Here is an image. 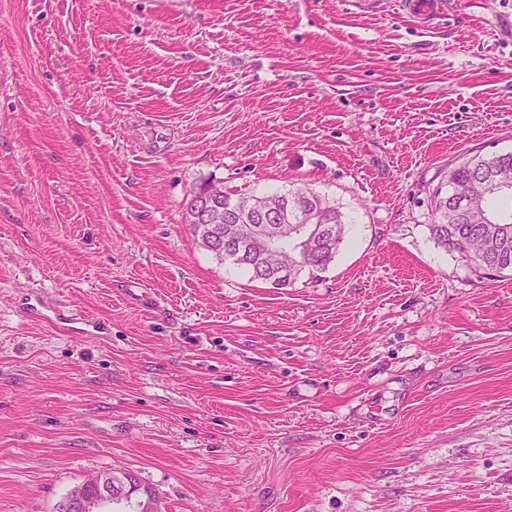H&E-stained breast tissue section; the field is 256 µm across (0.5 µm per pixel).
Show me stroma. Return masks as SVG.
<instances>
[{"label":"stroma","mask_w":512,"mask_h":512,"mask_svg":"<svg viewBox=\"0 0 512 512\" xmlns=\"http://www.w3.org/2000/svg\"><path fill=\"white\" fill-rule=\"evenodd\" d=\"M442 2L0 0V512H512V275L429 230L512 151V0ZM207 183L328 196L335 261L217 259ZM131 499V502L129 500ZM112 500L130 503L135 512H162L160 501L151 493H145L133 481V474L113 468L74 486L59 502L58 512H112L107 507Z\"/></svg>","instance_id":"stroma-1"}]
</instances>
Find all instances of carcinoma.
<instances>
[{"mask_svg": "<svg viewBox=\"0 0 512 512\" xmlns=\"http://www.w3.org/2000/svg\"><path fill=\"white\" fill-rule=\"evenodd\" d=\"M499 175L512 184V152L505 154H475L466 158L449 172L448 179L456 182L464 193H475L488 175ZM506 206L495 200L485 202L488 223L473 224L456 209L444 204L441 193L435 194L434 221L430 225L436 243L445 249H454L461 254H471L478 266L488 271L493 278L504 272L512 273V190L502 194ZM267 202H276L288 207V214L296 217L312 209L324 214V221L331 225L330 232L315 240L311 248L297 242L292 228L284 229L282 237L288 241V272L284 275L268 267L258 256L239 258L234 264L243 267L251 278L283 288L296 280L302 272H318L328 268L335 260L339 245L345 234L343 213L336 203L299 188L288 193H273L261 197Z\"/></svg>", "mask_w": 512, "mask_h": 512, "instance_id": "carcinoma-1", "label": "carcinoma"}]
</instances>
